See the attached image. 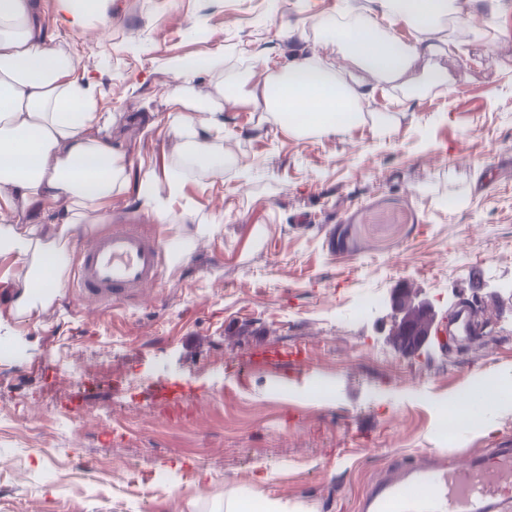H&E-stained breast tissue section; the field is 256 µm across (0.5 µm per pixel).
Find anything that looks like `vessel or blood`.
<instances>
[{
  "instance_id": "vessel-or-blood-1",
  "label": "vessel or blood",
  "mask_w": 512,
  "mask_h": 512,
  "mask_svg": "<svg viewBox=\"0 0 512 512\" xmlns=\"http://www.w3.org/2000/svg\"><path fill=\"white\" fill-rule=\"evenodd\" d=\"M168 242L116 225L87 237L75 248L72 284L81 295L109 304L154 287L160 280ZM512 505V448L442 468L424 461L380 479L362 512H504Z\"/></svg>"
}]
</instances>
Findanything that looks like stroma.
Wrapping results in <instances>:
<instances>
[{
  "mask_svg": "<svg viewBox=\"0 0 512 512\" xmlns=\"http://www.w3.org/2000/svg\"><path fill=\"white\" fill-rule=\"evenodd\" d=\"M104 40L63 32L97 76V109L131 158L162 159L179 80L173 60L224 56V175L189 172L173 224L113 200L112 221L193 238L160 282L104 305L61 288L29 322L0 285V512H224L262 488L307 512H359L372 482L422 455L512 448V408L491 431L440 434L441 404L475 378L512 374V0L451 26L408 88L374 86L357 126L298 135L248 101L253 60L269 74L323 54L338 13L374 0H109ZM446 72L451 89L428 82ZM389 116L379 130L372 114ZM485 180L473 185V169ZM194 202L210 231L181 221ZM438 314L495 299L483 335L403 356L391 339L394 288ZM23 351L15 365L6 350ZM259 347L287 352L259 363ZM166 388L181 390L169 404ZM38 448L55 464L42 471Z\"/></svg>",
  "mask_w": 512,
  "mask_h": 512,
  "instance_id": "obj_1",
  "label": "stroma"
}]
</instances>
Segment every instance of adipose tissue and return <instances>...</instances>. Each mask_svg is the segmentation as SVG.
Returning <instances> with one entry per match:
<instances>
[{
	"label": "adipose tissue",
	"mask_w": 512,
	"mask_h": 512,
	"mask_svg": "<svg viewBox=\"0 0 512 512\" xmlns=\"http://www.w3.org/2000/svg\"><path fill=\"white\" fill-rule=\"evenodd\" d=\"M108 0H56L46 21L38 0H0V257L27 268L19 299L20 317L31 319L61 288V257L90 216L106 217L117 197L131 196L139 212L169 223L171 202L180 198L181 160L217 177L224 157L215 146L224 131L218 103L193 94L201 74L223 76L224 58L210 55L174 62L180 91L169 96L163 125L177 142V162L133 161L112 137L115 113L97 109L95 76L61 39V30L99 37L112 28ZM375 14L347 18L324 42L332 58L357 71L342 79L332 64L298 57L277 77H264L250 97L254 109L272 115L292 132L333 135L362 120L359 103L366 79L413 84V68L424 55L443 52L445 18L463 19L479 0H374ZM395 20L419 32L412 43L382 27ZM51 225L42 235L39 225Z\"/></svg>",
	"instance_id": "obj_1"
}]
</instances>
